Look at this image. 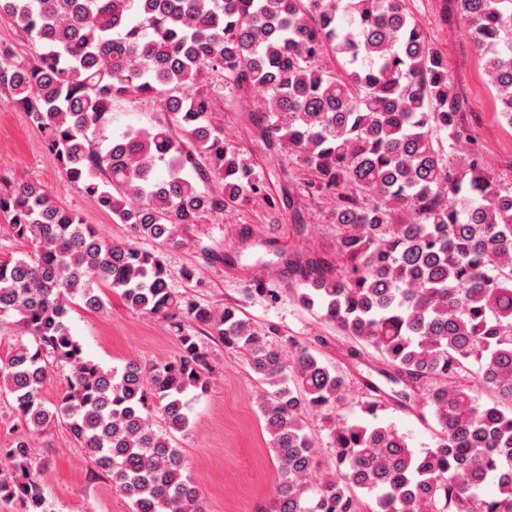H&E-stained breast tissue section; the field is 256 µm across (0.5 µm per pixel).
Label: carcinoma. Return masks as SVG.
I'll list each match as a JSON object with an SVG mask.
<instances>
[{"mask_svg": "<svg viewBox=\"0 0 512 512\" xmlns=\"http://www.w3.org/2000/svg\"><path fill=\"white\" fill-rule=\"evenodd\" d=\"M457 2L512 124V0ZM0 16L37 46L20 61L0 50V91L68 181L133 236L175 246L205 214L260 190L213 121L214 74L240 96L261 93L264 145L306 165L314 191H335L343 266L297 267L309 284L298 300L380 354L392 396L432 409L437 442L417 451L390 425L349 421L345 378L314 354L284 359L235 307L191 308L262 384L280 475L264 512H512V188L493 186L465 150L448 63L406 0H0ZM138 97L158 100L179 132L130 129L96 145L113 103ZM212 178L223 196L201 189ZM0 214L32 247L0 262V316L31 337L0 355V398L36 430L64 426L131 512H203L176 445L191 427L185 394L210 385L198 337L180 334L164 361L110 370L83 357L69 326L74 300L104 308L102 284L130 308L175 318L161 256L102 236L38 184L0 192ZM57 366L65 391L49 406ZM311 413L336 449V474L315 485ZM0 457V498L47 512L27 444Z\"/></svg>", "mask_w": 512, "mask_h": 512, "instance_id": "cac0c4a2", "label": "carcinoma"}]
</instances>
